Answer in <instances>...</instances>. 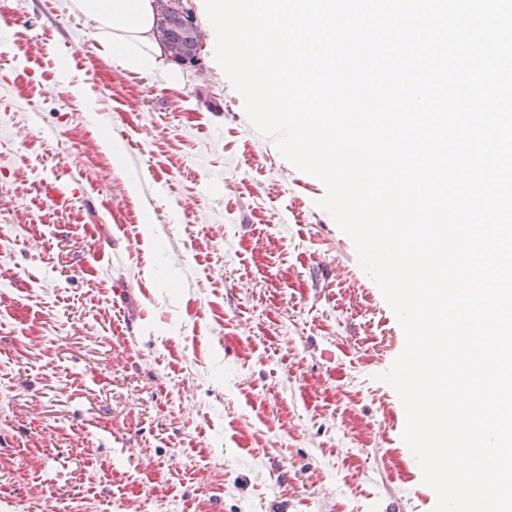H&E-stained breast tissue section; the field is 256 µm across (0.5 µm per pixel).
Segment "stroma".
Listing matches in <instances>:
<instances>
[{"label":"stroma","instance_id":"35a3bbf8","mask_svg":"<svg viewBox=\"0 0 512 512\" xmlns=\"http://www.w3.org/2000/svg\"><path fill=\"white\" fill-rule=\"evenodd\" d=\"M179 72L0 0V512H432L324 183L211 48Z\"/></svg>","mask_w":512,"mask_h":512}]
</instances>
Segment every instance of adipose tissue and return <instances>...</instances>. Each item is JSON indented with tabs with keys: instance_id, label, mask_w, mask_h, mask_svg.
Returning <instances> with one entry per match:
<instances>
[{
	"instance_id": "1",
	"label": "adipose tissue",
	"mask_w": 512,
	"mask_h": 512,
	"mask_svg": "<svg viewBox=\"0 0 512 512\" xmlns=\"http://www.w3.org/2000/svg\"><path fill=\"white\" fill-rule=\"evenodd\" d=\"M70 7L90 23L101 55L113 59L121 69L176 82L153 33L154 0H70Z\"/></svg>"
}]
</instances>
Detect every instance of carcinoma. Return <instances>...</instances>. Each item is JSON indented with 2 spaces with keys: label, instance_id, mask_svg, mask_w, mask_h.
<instances>
[{
  "label": "carcinoma",
  "instance_id": "1",
  "mask_svg": "<svg viewBox=\"0 0 512 512\" xmlns=\"http://www.w3.org/2000/svg\"><path fill=\"white\" fill-rule=\"evenodd\" d=\"M158 38L168 56L180 65H194L203 46L205 34L195 24H179L178 15L182 12L193 17L192 9L185 7L182 0H158Z\"/></svg>",
  "mask_w": 512,
  "mask_h": 512
}]
</instances>
